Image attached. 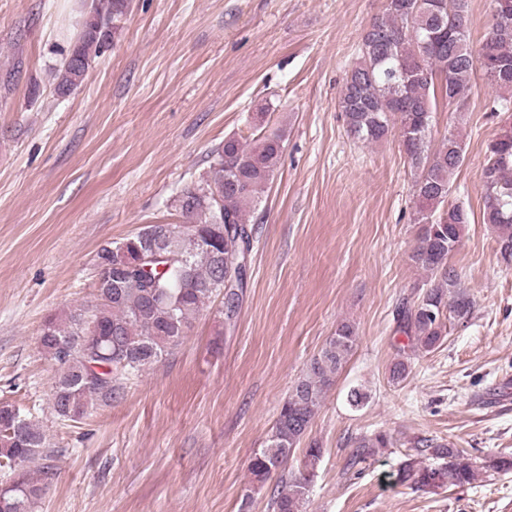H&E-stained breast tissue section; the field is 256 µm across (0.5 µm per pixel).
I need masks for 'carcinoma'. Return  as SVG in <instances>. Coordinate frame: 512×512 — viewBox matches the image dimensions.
Returning a JSON list of instances; mask_svg holds the SVG:
<instances>
[{"instance_id":"cac0c4a2","label":"carcinoma","mask_w":512,"mask_h":512,"mask_svg":"<svg viewBox=\"0 0 512 512\" xmlns=\"http://www.w3.org/2000/svg\"><path fill=\"white\" fill-rule=\"evenodd\" d=\"M129 0H97L72 41L69 53L55 71L56 89L65 95L81 85L91 62L110 47L127 14ZM469 0H386L382 13L364 29L355 63L347 72L340 95L351 134L363 142H377L398 130L400 141L416 171L417 200L414 223L419 225L411 260L429 279L411 307L397 310V323L411 343V353L400 356L390 379L404 381L412 354L431 351L448 334V321L467 319L473 303L461 291L457 272L448 258L462 242L469 213L448 203L451 178L464 161L457 136L444 137L430 149L432 114L437 99L450 104L466 100L473 78L483 72L499 91L497 112H512V23L495 21L487 37L475 47L470 43L466 18ZM282 136L261 135L250 141L235 136L210 153L203 183L183 188L174 199L175 209L199 232L211 224L224 225L219 248L198 247L171 257L180 246L177 225H149L164 247L148 254L145 265L112 296L90 308L64 316H51L39 337L43 353L57 365L52 396L58 418L66 415L67 393H78L82 417L112 405L129 381L160 362L168 349L178 345L202 310L224 293V281L234 283L227 293L233 308L223 313L232 324L247 288L242 262L251 255L262 195L273 181L281 157ZM485 207L483 222L497 233L500 254L512 262V118L501 126L487 146L483 169ZM224 182L220 198H212V185ZM97 334L99 351L87 353L74 347L58 356V345ZM357 341L350 323L336 327L325 347L307 364L282 403L265 445L248 463L251 483L260 487L277 477L270 496L272 512H306L316 464L322 448L312 442L297 472L286 471L291 458L321 408L327 392L346 363ZM356 448L353 463L375 455L393 444L384 432L360 434L350 439ZM46 438L40 426L9 403H0V472L7 478L4 496L11 502L6 512H33L48 483L32 469L42 457ZM438 464L410 459L396 479L417 489H442L471 485L488 472H512V453L484 459L439 444L429 438L414 441ZM23 467H15L16 461Z\"/></svg>"}]
</instances>
